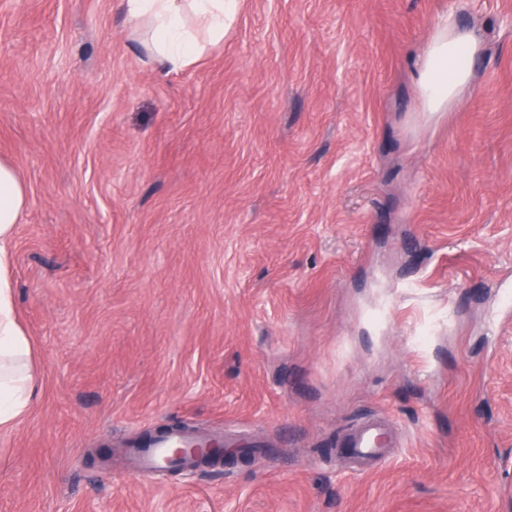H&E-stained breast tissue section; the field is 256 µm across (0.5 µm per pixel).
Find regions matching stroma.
<instances>
[{"mask_svg":"<svg viewBox=\"0 0 512 512\" xmlns=\"http://www.w3.org/2000/svg\"><path fill=\"white\" fill-rule=\"evenodd\" d=\"M446 16L482 45L430 115L414 60ZM133 27L0 0L40 386L0 430V512H512V0H238L171 72ZM379 411L405 446L352 472L335 441ZM176 424L244 431L248 462L125 472Z\"/></svg>","mask_w":512,"mask_h":512,"instance_id":"35a3bbf8","label":"stroma"}]
</instances>
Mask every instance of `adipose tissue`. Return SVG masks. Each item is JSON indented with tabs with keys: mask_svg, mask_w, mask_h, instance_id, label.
Returning a JSON list of instances; mask_svg holds the SVG:
<instances>
[{
	"mask_svg": "<svg viewBox=\"0 0 512 512\" xmlns=\"http://www.w3.org/2000/svg\"><path fill=\"white\" fill-rule=\"evenodd\" d=\"M234 0H124L130 19L147 24L143 47L165 69L195 63L206 43L224 37ZM481 48L476 34L442 22L415 60L416 83L427 112L450 111L469 87L472 61ZM28 190L14 167L0 161V427L19 422L38 395L28 364L29 342L15 321L8 281L9 257L1 243L9 239L27 207Z\"/></svg>",
	"mask_w": 512,
	"mask_h": 512,
	"instance_id": "ef3b65f1",
	"label": "adipose tissue"
}]
</instances>
